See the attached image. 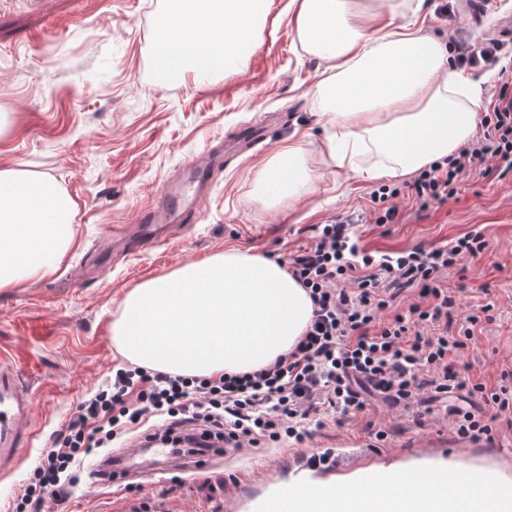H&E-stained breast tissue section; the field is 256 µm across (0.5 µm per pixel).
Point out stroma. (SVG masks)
<instances>
[{
    "mask_svg": "<svg viewBox=\"0 0 512 512\" xmlns=\"http://www.w3.org/2000/svg\"><path fill=\"white\" fill-rule=\"evenodd\" d=\"M428 3L425 33L512 45V0H458L452 9L446 0ZM169 6V0H0V114L7 118L0 166L55 179L74 204V241L56 272L0 288V356L34 379L33 440L16 468L0 475L2 502L20 494L81 398L124 366L112 326L131 288L230 247L282 258L307 246L312 225L353 212L363 217L354 239L375 256L445 247L483 231L484 253L463 258L444 281L460 294L456 323L494 305L455 365L462 377L490 387L512 371V172L466 174L447 203L422 210L404 200L400 223L377 224L369 213L372 182L337 176L314 152L315 193L269 208L251 196L256 168L294 131L319 137V105L308 90L323 67L301 45L288 0H273L243 71L203 83L162 79L152 48L155 20ZM51 25L56 35H48ZM263 121L266 139L225 152L199 211L173 225L166 240L133 254L105 248L113 226L137 223L210 145ZM380 430L389 433L382 442L375 438ZM451 433L443 415L413 419L373 398L296 452L306 456L351 439L389 449L394 464L418 441ZM122 450L141 462L139 488L84 482L59 512H246L245 499H262L288 481L286 463L266 448L242 450L232 466L208 456L182 471L178 483L170 471L180 459H155L133 439Z\"/></svg>",
    "mask_w": 512,
    "mask_h": 512,
    "instance_id": "obj_1",
    "label": "stroma"
}]
</instances>
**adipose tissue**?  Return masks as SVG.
<instances>
[{
	"label": "adipose tissue",
	"instance_id": "adipose-tissue-1",
	"mask_svg": "<svg viewBox=\"0 0 512 512\" xmlns=\"http://www.w3.org/2000/svg\"><path fill=\"white\" fill-rule=\"evenodd\" d=\"M272 0H173L157 20L154 64L163 76L209 78L244 69ZM426 0H290L307 49L326 64L310 89L326 127L323 162L364 180L401 179L455 153L471 137L479 84L449 59L440 39L422 33ZM305 138L290 140L261 165L257 190L268 206L315 190ZM70 204L58 184L0 167V288L52 275L72 234ZM312 317L308 292L286 265L231 248L143 281L124 297L113 335L119 353L151 369L187 376L242 374L291 350ZM394 475L377 487L332 496L316 512H376L450 492ZM459 501L473 493L461 484Z\"/></svg>",
	"mask_w": 512,
	"mask_h": 512
}]
</instances>
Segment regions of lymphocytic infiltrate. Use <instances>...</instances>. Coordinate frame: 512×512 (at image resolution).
Masks as SVG:
<instances>
[{
	"label": "lymphocytic infiltrate",
	"instance_id": "lymphocytic-infiltrate-1",
	"mask_svg": "<svg viewBox=\"0 0 512 512\" xmlns=\"http://www.w3.org/2000/svg\"><path fill=\"white\" fill-rule=\"evenodd\" d=\"M489 161L512 170V89L505 85L489 103L475 139L412 182L371 191L375 223H396L401 198L422 209L447 202L465 172ZM352 222L345 215L316 225L308 247L287 259L313 304L311 323L289 352L252 372L202 378L118 368L77 406L7 512H46L47 502L71 497L86 457L121 434L184 444L201 456L221 446L257 448L288 440L301 445L331 414L351 418L369 398L382 397L410 413L466 390L481 395L488 416L450 404L449 422L471 440L491 436L494 421L512 412V390L461 379L453 361L467 348L479 318L468 315L467 328L455 329L453 312L461 299L443 285L462 258L486 249L482 233L466 234L448 247H416L377 259L358 254L349 234ZM412 287L419 302L398 309L396 299Z\"/></svg>",
	"mask_w": 512,
	"mask_h": 512
}]
</instances>
